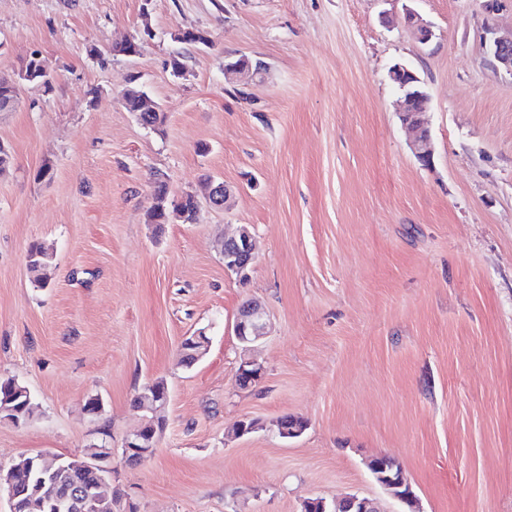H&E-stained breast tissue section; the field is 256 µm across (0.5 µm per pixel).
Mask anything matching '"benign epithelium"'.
Returning a JSON list of instances; mask_svg holds the SVG:
<instances>
[{
	"mask_svg": "<svg viewBox=\"0 0 512 512\" xmlns=\"http://www.w3.org/2000/svg\"><path fill=\"white\" fill-rule=\"evenodd\" d=\"M403 23L409 28L414 37L421 43H427L432 35L431 26L421 16L407 11L403 17ZM490 53L498 65L512 73V38L496 39L490 46ZM417 94L408 92L401 96L398 105V115L401 123L408 133L409 145L414 156L425 166L431 163L433 147L431 137L425 120V114L429 108L417 111L412 106V99ZM204 199L212 206L222 208L230 197V190L222 182H211L204 190ZM224 255V267L238 274L240 278H246L254 263L253 235L248 227L242 226L232 236L224 238L222 247ZM234 333L237 338L251 344L267 333V313L263 305L258 301H250L242 306L236 316ZM263 369L253 360L243 361L236 373L235 381L238 385L252 386L262 379ZM142 409L154 415L165 407L168 401V393H159L153 384L145 385L140 391ZM156 447V440L146 436L143 429H138L128 436L123 446V456L128 458L135 456L144 462L150 458ZM381 456L373 457L375 463L370 468L375 470L373 477L376 482L387 490L401 503L411 507L415 502V494L404 472L394 474H382L378 472L380 464L377 460ZM29 476L38 483L52 481L56 476L69 469V466L58 461H47L43 456H38L27 461ZM85 470L91 471L95 481L86 486L69 490L60 498L36 499V496L28 495V486L18 478V467L8 470L0 468V491L7 493L10 502V512H18L21 501L28 500L27 508L30 512H60L62 505L77 506V512H101L104 503L103 495L112 473V450L104 446L96 447L85 455L79 463ZM335 512H379L376 503L356 494H349L338 501Z\"/></svg>",
	"mask_w": 512,
	"mask_h": 512,
	"instance_id": "1",
	"label": "benign epithelium"
}]
</instances>
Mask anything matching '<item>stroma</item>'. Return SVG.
I'll return each mask as SVG.
<instances>
[{
	"label": "stroma",
	"mask_w": 512,
	"mask_h": 512,
	"mask_svg": "<svg viewBox=\"0 0 512 512\" xmlns=\"http://www.w3.org/2000/svg\"><path fill=\"white\" fill-rule=\"evenodd\" d=\"M510 34L512 0H0V73L36 52L53 76L0 112V378L37 405L0 420V467L104 442L134 512H303L347 493L407 512L366 466L384 454L420 512H512V73L488 51ZM129 38L138 55L113 54ZM239 55L267 74L227 79ZM397 62L430 97L427 167L396 112ZM134 76L160 130L119 102ZM208 176L228 206L150 223L156 179L177 198ZM243 225L257 257L242 282L222 245ZM35 242L52 256L43 287ZM251 299L269 327L244 344ZM201 329L211 343L185 366ZM246 359L264 375L242 389ZM157 379L166 426L125 464L133 400ZM286 415L299 437L279 436ZM234 333L245 344L254 343L267 333V313L258 301H249L242 306L236 316Z\"/></svg>",
	"instance_id": "stroma-1"
}]
</instances>
